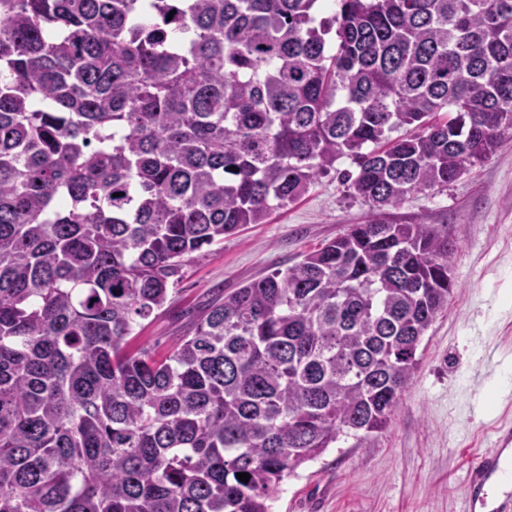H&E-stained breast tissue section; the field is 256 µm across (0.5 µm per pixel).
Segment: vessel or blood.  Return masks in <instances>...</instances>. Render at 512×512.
I'll return each mask as SVG.
<instances>
[{"label":"vessel or blood","instance_id":"b4317fda","mask_svg":"<svg viewBox=\"0 0 512 512\" xmlns=\"http://www.w3.org/2000/svg\"><path fill=\"white\" fill-rule=\"evenodd\" d=\"M466 512H512V435L497 437L493 448L469 463L465 480Z\"/></svg>","mask_w":512,"mask_h":512}]
</instances>
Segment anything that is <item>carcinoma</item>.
<instances>
[{"instance_id":"carcinoma-1","label":"carcinoma","mask_w":512,"mask_h":512,"mask_svg":"<svg viewBox=\"0 0 512 512\" xmlns=\"http://www.w3.org/2000/svg\"><path fill=\"white\" fill-rule=\"evenodd\" d=\"M334 2L0 0V512H272L389 425L454 248L384 215L512 139V0ZM332 173L365 223L132 349Z\"/></svg>"}]
</instances>
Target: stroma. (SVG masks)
Segmentation results:
<instances>
[{
  "mask_svg": "<svg viewBox=\"0 0 512 512\" xmlns=\"http://www.w3.org/2000/svg\"><path fill=\"white\" fill-rule=\"evenodd\" d=\"M367 216L338 180L321 179L267 223L245 225L186 262L171 310L144 321L137 345L165 356L185 332L184 311L292 265ZM388 217L448 231V311L423 340L420 367L389 426L303 464L282 482L273 512H464L470 457L512 427V140Z\"/></svg>",
  "mask_w": 512,
  "mask_h": 512,
  "instance_id": "1",
  "label": "stroma"
}]
</instances>
